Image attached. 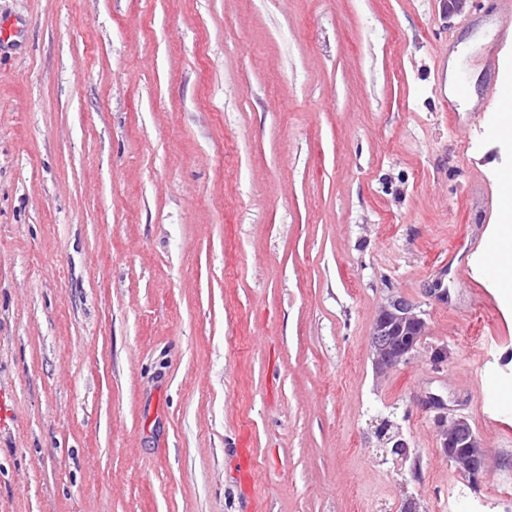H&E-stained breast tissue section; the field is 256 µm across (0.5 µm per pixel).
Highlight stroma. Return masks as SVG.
<instances>
[{
	"label": "stroma",
	"instance_id": "stroma-1",
	"mask_svg": "<svg viewBox=\"0 0 512 512\" xmlns=\"http://www.w3.org/2000/svg\"><path fill=\"white\" fill-rule=\"evenodd\" d=\"M0 512H499L512 301L485 239L512 137L477 64L492 0H0ZM473 88L449 106L448 70ZM424 311L388 378L380 304ZM447 359L433 370L429 356ZM443 399L487 454L436 439ZM390 420L408 457L378 436ZM248 433L255 481L233 443ZM444 416H443V415ZM438 414L435 432L444 455L469 484L478 487L486 467V455L480 440L463 418Z\"/></svg>",
	"mask_w": 512,
	"mask_h": 512
}]
</instances>
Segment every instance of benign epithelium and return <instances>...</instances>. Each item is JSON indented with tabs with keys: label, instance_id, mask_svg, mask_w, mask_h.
Instances as JSON below:
<instances>
[{
	"label": "benign epithelium",
	"instance_id": "7a95c632",
	"mask_svg": "<svg viewBox=\"0 0 512 512\" xmlns=\"http://www.w3.org/2000/svg\"><path fill=\"white\" fill-rule=\"evenodd\" d=\"M427 322L417 306L402 296H390L375 318L369 353L376 375L391 374L419 352ZM444 455L469 484L478 487L486 467L480 440L463 418L438 415L435 427Z\"/></svg>",
	"mask_w": 512,
	"mask_h": 512
}]
</instances>
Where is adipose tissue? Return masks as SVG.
<instances>
[{
    "label": "adipose tissue",
    "instance_id": "ef3b65f1",
    "mask_svg": "<svg viewBox=\"0 0 512 512\" xmlns=\"http://www.w3.org/2000/svg\"><path fill=\"white\" fill-rule=\"evenodd\" d=\"M497 187L502 205L497 222L492 227L487 245L488 260L482 261L481 273L492 288L506 300L512 299V171L503 170L497 175Z\"/></svg>",
    "mask_w": 512,
    "mask_h": 512
}]
</instances>
